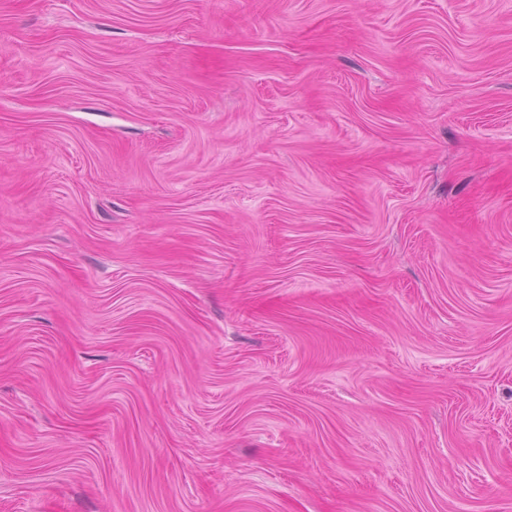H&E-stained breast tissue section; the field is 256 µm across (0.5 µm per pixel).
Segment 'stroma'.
<instances>
[{"instance_id": "stroma-1", "label": "stroma", "mask_w": 512, "mask_h": 512, "mask_svg": "<svg viewBox=\"0 0 512 512\" xmlns=\"http://www.w3.org/2000/svg\"><path fill=\"white\" fill-rule=\"evenodd\" d=\"M0 512H512V0H0Z\"/></svg>"}]
</instances>
